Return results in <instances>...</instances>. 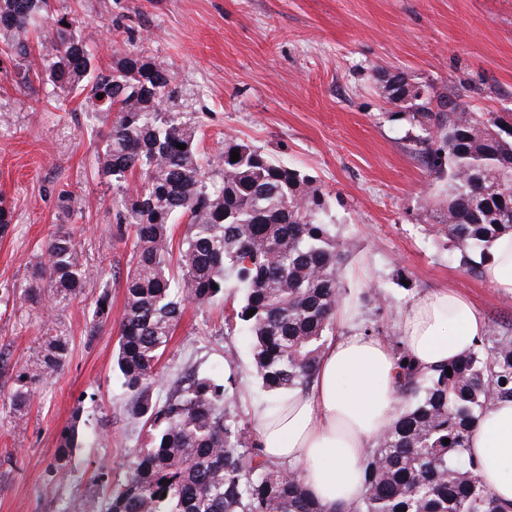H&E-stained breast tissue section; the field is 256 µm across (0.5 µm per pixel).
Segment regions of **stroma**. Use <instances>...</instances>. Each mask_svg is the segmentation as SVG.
Segmentation results:
<instances>
[{
  "mask_svg": "<svg viewBox=\"0 0 512 512\" xmlns=\"http://www.w3.org/2000/svg\"><path fill=\"white\" fill-rule=\"evenodd\" d=\"M76 10L92 33L99 62L126 48L145 50L174 71L183 109L200 126L204 155L232 136L263 148L316 179L329 214L351 244L346 268L356 328L382 321L393 332L398 312L430 288H452L483 314L489 330L512 333V296H499L481 274L459 267L448 242L424 216L446 184L414 153L428 127L391 107L385 80L403 74L428 96L455 95L476 112L512 113V0H53ZM35 76L18 83L19 65ZM0 46V196L14 222L0 236V397L12 365L28 358L48 328L71 340L64 370L38 386L22 423L0 408V512H62L77 495H99L94 475L107 466L121 481L130 452L148 431L128 425L130 396L112 362L123 282L108 279L112 321L96 336L87 325L100 293L48 317L19 303L28 267L65 224L89 264L126 268L132 243L118 240L112 189L95 176L96 132L80 95L51 94L40 56L25 63ZM374 286L382 301L366 295ZM232 360H225V350ZM161 364L164 400L188 368L234 377L231 413L249 419L253 405L274 403L252 368L244 332L224 333V305L187 307ZM86 419L69 473L56 495L59 434L75 408Z\"/></svg>",
  "mask_w": 512,
  "mask_h": 512,
  "instance_id": "stroma-1",
  "label": "stroma"
}]
</instances>
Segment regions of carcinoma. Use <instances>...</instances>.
Returning <instances> with one entry per match:
<instances>
[{
    "mask_svg": "<svg viewBox=\"0 0 512 512\" xmlns=\"http://www.w3.org/2000/svg\"><path fill=\"white\" fill-rule=\"evenodd\" d=\"M48 8L49 0H0V37L25 59L29 31L41 30L42 72L53 87L84 96L91 117L108 120L98 131L97 176L112 186L116 238L133 243L126 270L116 271L125 274L116 367L131 396L130 419L153 430L122 482L111 485L107 467L98 468L97 481L112 486L107 498H73L64 512H326L305 492L298 469L263 459L249 424L228 412L232 378L224 384L188 370L180 388L152 400L154 388L164 385L160 362L186 305L207 307L237 295L225 335L243 329L251 337L262 387L276 394L310 385L346 294L349 243L326 220V194L309 176L234 137L224 139L220 153L202 155L195 123L169 106L170 68L130 49L103 68L76 14L58 13L41 26ZM408 109L433 128L420 153L447 178L446 203L426 206L432 227L451 244L459 267L476 271L474 252L512 233V131L511 140L502 136L512 115L471 112L448 96H416ZM183 219L185 234L176 244L172 229ZM102 278L62 225L31 264L19 299L53 312ZM111 312L104 290L90 335ZM365 333L391 345L405 405L367 451L364 491L347 512H508L466 451L471 428L491 402L512 399V336L479 340L449 364V375L444 367L425 373L403 364L407 351L383 326ZM69 351L70 338L56 330L18 364L7 397L13 422L24 419L36 386L64 369ZM84 423L78 407L60 432L54 468L60 479L67 474L60 461L70 459Z\"/></svg>",
    "mask_w": 512,
    "mask_h": 512,
    "instance_id": "carcinoma-1",
    "label": "carcinoma"
}]
</instances>
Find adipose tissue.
<instances>
[{"mask_svg": "<svg viewBox=\"0 0 512 512\" xmlns=\"http://www.w3.org/2000/svg\"><path fill=\"white\" fill-rule=\"evenodd\" d=\"M487 283L512 295V234L492 242L483 264ZM396 330L424 372L457 361L485 335L473 304L452 289L423 291L399 313ZM396 365L389 344L354 331L333 337L311 384L275 406L255 405L251 420L265 458L299 469L308 495L328 507L349 506L363 493V459L397 412ZM467 454L476 473L512 507V399L495 401L472 428Z\"/></svg>", "mask_w": 512, "mask_h": 512, "instance_id": "ef3b65f1", "label": "adipose tissue"}]
</instances>
